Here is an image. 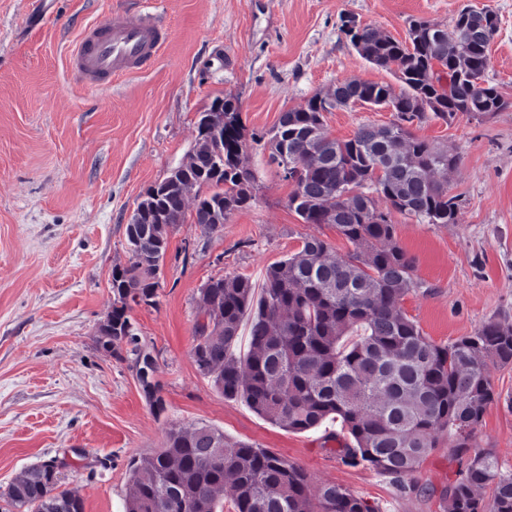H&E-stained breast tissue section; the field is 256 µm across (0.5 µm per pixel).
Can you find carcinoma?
Segmentation results:
<instances>
[{
  "label": "carcinoma",
  "mask_w": 512,
  "mask_h": 512,
  "mask_svg": "<svg viewBox=\"0 0 512 512\" xmlns=\"http://www.w3.org/2000/svg\"><path fill=\"white\" fill-rule=\"evenodd\" d=\"M499 20L465 5L453 34L425 20L409 22L408 40L382 35L356 17L342 31L370 63L393 71L403 88L345 80L328 93L281 113L276 125L247 133L239 99L216 98L197 121L198 146L186 162L141 195L126 225V265L112 270V309L97 344L122 358L139 357L132 303H151L174 227L191 217L209 232L224 227L255 197L256 180L243 157L246 137L267 140L270 161L294 177L288 208L303 224H330L353 245L346 259L328 256L319 237L303 239L286 261L270 267L260 296L246 278H211L199 289L195 324L198 372L228 399L289 431L341 421L326 441L341 463L395 479L410 475L452 436L448 457L462 477L440 493L441 512H512V466L492 452L471 454L470 441L498 395L488 366H512V323L489 321L448 345L424 336L402 310L418 290L414 260L394 240V225L369 189L388 206L420 223L458 222V197L438 177L455 168L447 147L416 138L407 124L429 116H459L512 108L487 83L488 48ZM384 106L397 121L363 125L345 140L325 131L324 113L357 104ZM195 191L186 210L188 191ZM255 308L245 358L230 348L245 312ZM156 414L165 411L158 383L142 379ZM57 459L29 466L0 490V512H84L82 499L60 488ZM132 494L125 512H378L366 498L335 483H313L301 466L268 448L234 441L209 425L172 428L164 448L131 465Z\"/></svg>",
  "instance_id": "carcinoma-1"
}]
</instances>
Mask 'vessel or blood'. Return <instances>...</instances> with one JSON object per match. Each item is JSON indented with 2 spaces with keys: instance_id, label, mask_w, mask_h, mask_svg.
<instances>
[{
  "instance_id": "b4317fda",
  "label": "vessel or blood",
  "mask_w": 512,
  "mask_h": 512,
  "mask_svg": "<svg viewBox=\"0 0 512 512\" xmlns=\"http://www.w3.org/2000/svg\"><path fill=\"white\" fill-rule=\"evenodd\" d=\"M166 34L161 21L142 7L87 25L68 57V68L87 88L102 89L116 77L151 67L164 48Z\"/></svg>"
}]
</instances>
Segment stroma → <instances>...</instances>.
I'll list each match as a JSON object with an SVG mask.
<instances>
[{
	"label": "stroma",
	"mask_w": 512,
	"mask_h": 512,
	"mask_svg": "<svg viewBox=\"0 0 512 512\" xmlns=\"http://www.w3.org/2000/svg\"><path fill=\"white\" fill-rule=\"evenodd\" d=\"M32 3L0 0V489L24 467L56 458L62 487L82 497L84 512H123L131 463L163 448L171 427L210 425L288 458L314 482L347 487L379 512H439L422 490L457 477L447 436L400 481L350 468L324 448L340 422L284 430L196 369L198 290L209 278L242 276L261 288L267 269L310 235L334 258L350 248L334 227L301 223L289 210L291 187L263 145L246 144L257 184L250 206L211 235L177 225L156 304L128 311L155 360L164 413L144 398L135 357L116 360L96 337L112 303V269L128 259L125 230L139 196L185 161L214 98L238 97L248 131L265 132L336 82L397 85L351 46L341 16L402 41L410 19L450 29L466 5L499 18L486 76L512 98V0H150L169 30L161 58L95 93L66 59L88 23L120 17L130 0H54L37 21ZM395 119L359 104L326 113L325 125L347 139ZM411 130L459 158L448 175L449 194L461 200L458 223L391 215L422 283L402 308L445 345L488 321L512 322V108L449 124L430 118ZM490 378L499 399L472 447L512 465V367H491Z\"/></svg>",
	"instance_id": "stroma-1"
}]
</instances>
